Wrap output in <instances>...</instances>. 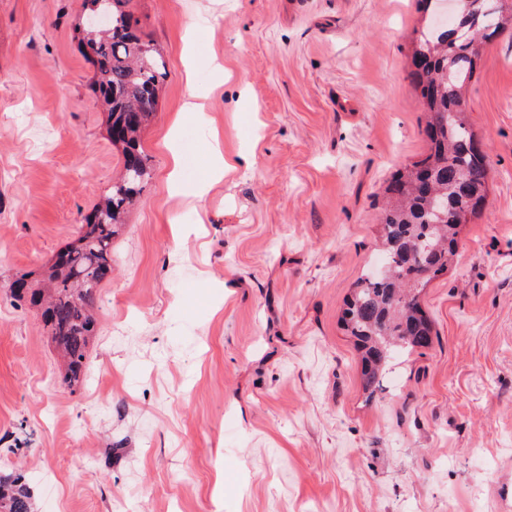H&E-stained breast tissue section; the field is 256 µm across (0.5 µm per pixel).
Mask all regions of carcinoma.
<instances>
[{
  "mask_svg": "<svg viewBox=\"0 0 512 512\" xmlns=\"http://www.w3.org/2000/svg\"><path fill=\"white\" fill-rule=\"evenodd\" d=\"M418 2L424 18L410 75L426 114L428 149L420 160L397 170L385 189L379 223L387 275L363 274L342 315L344 330L361 352L363 386L372 396L392 360L433 344L420 293L448 271L460 227L482 206L488 187L486 155L455 109L465 101L477 66V42L512 32V4L507 0H484L483 14L477 0H457V24L469 31L463 38L435 24L440 0ZM129 3L85 0L88 9L109 11L111 25L78 28L79 42L96 65V93L108 114L109 137L122 150V174L85 217L75 242L37 278L24 274L10 286L16 303L40 311L69 386L79 382L97 330L96 293L112 276V240L149 176L141 133L156 113L166 75L161 54L138 34ZM0 512H32L31 491L22 474H0Z\"/></svg>",
  "mask_w": 512,
  "mask_h": 512,
  "instance_id": "cac0c4a2",
  "label": "carcinoma"
}]
</instances>
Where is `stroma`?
<instances>
[{"label":"stroma","instance_id":"35a3bbf8","mask_svg":"<svg viewBox=\"0 0 512 512\" xmlns=\"http://www.w3.org/2000/svg\"><path fill=\"white\" fill-rule=\"evenodd\" d=\"M131 6L167 76L70 390L9 285L75 238L122 154L83 0H0V466L25 471L35 512H512V34L480 44L470 81L490 179L421 294L434 343L370 401L342 312L381 261L388 180L427 150L416 0ZM192 95L196 138L169 139ZM216 144L236 171L171 197L172 155L192 187Z\"/></svg>","mask_w":512,"mask_h":512}]
</instances>
